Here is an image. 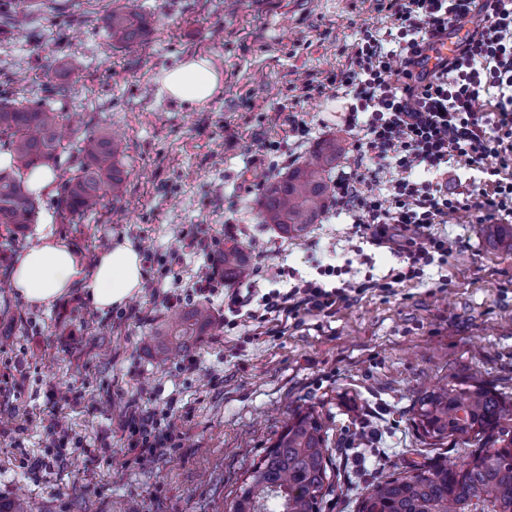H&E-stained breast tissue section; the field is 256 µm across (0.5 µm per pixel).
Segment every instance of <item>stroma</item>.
Here are the masks:
<instances>
[{
    "instance_id": "35a3bbf8",
    "label": "stroma",
    "mask_w": 512,
    "mask_h": 512,
    "mask_svg": "<svg viewBox=\"0 0 512 512\" xmlns=\"http://www.w3.org/2000/svg\"><path fill=\"white\" fill-rule=\"evenodd\" d=\"M154 23L138 51L113 46L102 19L114 0H37L22 25H0V96L48 99L82 131L123 142L122 215L104 199L79 224L63 223L44 196L25 234L0 230V496L44 512H224L230 493L281 432L288 414L313 407L329 435L332 485L323 512H357L378 471L400 472L457 448L420 444L409 411L422 384L478 376L512 394V255L496 251L465 214L432 225L447 258L420 279L383 284L396 254L362 239L348 214L329 209L305 238L260 223L263 185L308 161L319 140L341 137L337 170L355 168L348 98L318 84L346 67L363 33L393 25L376 0H126ZM208 58L220 90L197 106L161 91L165 71ZM305 126V138L292 125ZM197 225L202 245L181 241ZM63 241L81 276L53 305L13 289L15 259L40 233ZM252 255L238 291L266 293L277 269L313 279L348 266L376 288L328 312L261 321L206 298L216 325L189 355L160 363L143 344L171 307L200 301L195 281L227 240ZM139 252L143 288L97 311L87 296L93 253L114 241ZM170 423L168 447L142 462L122 416ZM68 429L65 445L53 427Z\"/></svg>"
}]
</instances>
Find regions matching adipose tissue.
<instances>
[{
  "label": "adipose tissue",
  "mask_w": 512,
  "mask_h": 512,
  "mask_svg": "<svg viewBox=\"0 0 512 512\" xmlns=\"http://www.w3.org/2000/svg\"><path fill=\"white\" fill-rule=\"evenodd\" d=\"M219 86V72L203 58L187 59L165 72L162 80L166 95L192 104L211 99ZM79 275V263L70 248L46 235L18 257L12 286L27 302L48 306L66 294ZM143 279L136 248L126 241L113 243L96 257L88 288L90 299L98 309H112L135 296Z\"/></svg>",
  "instance_id": "1"
}]
</instances>
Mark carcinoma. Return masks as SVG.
<instances>
[{"instance_id": "obj_1", "label": "carcinoma", "mask_w": 512, "mask_h": 512, "mask_svg": "<svg viewBox=\"0 0 512 512\" xmlns=\"http://www.w3.org/2000/svg\"><path fill=\"white\" fill-rule=\"evenodd\" d=\"M112 43L140 46L148 18L127 6L103 19ZM64 115L49 103L0 99V148L13 154L14 169L0 170V226L17 235L34 223L40 201L25 185V172L58 167L61 155L76 147L78 168L61 177L56 209L62 220L79 224L104 197L122 199L125 172L119 144L107 134L86 135L76 144L62 133ZM334 137L301 164L266 185L257 200L261 223L286 238H301L328 211L329 172L345 154ZM490 243L512 255V225L489 224ZM224 280L235 283L252 274L250 252L232 241L216 257ZM213 314L196 303L173 310L148 336L146 346L159 357L187 353L209 334ZM412 426L431 446H463L458 464L413 462L399 473L381 475L358 501V512H512V395L485 386L477 378L450 377L418 392ZM327 432L312 409H296L251 474L232 491L233 512H320L329 481ZM0 512H40L31 499H0Z\"/></svg>"}]
</instances>
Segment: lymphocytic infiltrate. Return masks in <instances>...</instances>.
I'll return each instance as SVG.
<instances>
[{"mask_svg": "<svg viewBox=\"0 0 512 512\" xmlns=\"http://www.w3.org/2000/svg\"><path fill=\"white\" fill-rule=\"evenodd\" d=\"M393 16L388 40L366 34L353 43L351 61L327 80L352 99L344 115L359 131V166L390 163L400 173L390 195L367 190L362 176L342 174L333 204L348 213L369 243L394 251L400 284L420 278L446 240L427 235L434 224L465 213L481 222L512 217V0H379ZM461 38L435 70L426 63L450 31ZM495 93L491 112H479L481 94ZM479 165L478 186L448 191L431 181L449 164ZM352 280L328 289L304 280L288 292L261 298L268 314L331 309L355 289Z\"/></svg>", "mask_w": 512, "mask_h": 512, "instance_id": "obj_1", "label": "lymphocytic infiltrate"}]
</instances>
